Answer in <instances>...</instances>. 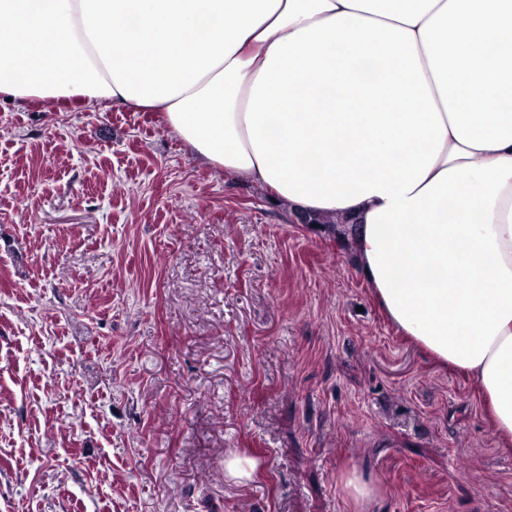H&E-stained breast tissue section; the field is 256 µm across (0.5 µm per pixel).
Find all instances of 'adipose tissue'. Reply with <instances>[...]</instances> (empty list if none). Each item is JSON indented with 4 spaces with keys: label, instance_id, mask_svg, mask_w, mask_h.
<instances>
[{
    "label": "adipose tissue",
    "instance_id": "adipose-tissue-1",
    "mask_svg": "<svg viewBox=\"0 0 512 512\" xmlns=\"http://www.w3.org/2000/svg\"><path fill=\"white\" fill-rule=\"evenodd\" d=\"M0 96L162 113L209 167L353 219L403 335L512 440V0H0Z\"/></svg>",
    "mask_w": 512,
    "mask_h": 512
}]
</instances>
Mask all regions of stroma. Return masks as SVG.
Wrapping results in <instances>:
<instances>
[{"instance_id":"1","label":"stroma","mask_w":512,"mask_h":512,"mask_svg":"<svg viewBox=\"0 0 512 512\" xmlns=\"http://www.w3.org/2000/svg\"><path fill=\"white\" fill-rule=\"evenodd\" d=\"M0 512H512V449L348 250L162 113L0 97ZM258 461L248 455H232L224 460V471L228 477L250 480L258 471Z\"/></svg>"}]
</instances>
